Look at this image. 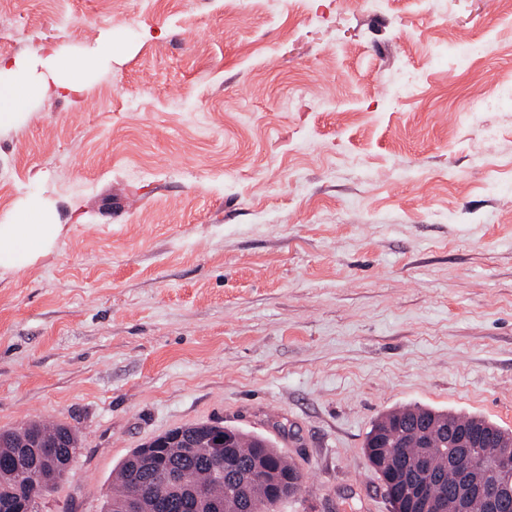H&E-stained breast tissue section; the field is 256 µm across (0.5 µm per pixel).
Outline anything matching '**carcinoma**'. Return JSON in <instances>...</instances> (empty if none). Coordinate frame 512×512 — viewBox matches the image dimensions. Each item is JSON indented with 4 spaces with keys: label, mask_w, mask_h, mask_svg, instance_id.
<instances>
[{
    "label": "carcinoma",
    "mask_w": 512,
    "mask_h": 512,
    "mask_svg": "<svg viewBox=\"0 0 512 512\" xmlns=\"http://www.w3.org/2000/svg\"><path fill=\"white\" fill-rule=\"evenodd\" d=\"M462 424L475 430L480 443L475 448H453L449 428ZM183 440L158 449L160 463L147 464L135 448L115 472L119 489L102 504V512H125L135 496L140 512H157L156 500H166L167 512H191L186 493L202 491L209 512H267L273 500L283 502L301 491L302 476L284 461L282 452L264 435L241 428L229 433V446L217 457L193 454L186 440H204L212 434L207 423L180 427ZM80 450L77 431L61 423L32 420L15 430L0 432V512L26 501L42 499L54 490L68 472L67 462ZM429 452L426 468L416 459ZM365 454L379 476L381 463L391 457L401 466L404 479L426 488L433 503H452L461 486L464 465L476 459L486 471H493L500 456L512 454V430L478 415L439 408L406 405L378 417L366 434ZM266 460L270 474L254 473L250 464ZM484 492L465 502L466 512H491Z\"/></svg>",
    "instance_id": "cac0c4a2"
}]
</instances>
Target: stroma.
<instances>
[{"label": "stroma", "instance_id": "stroma-1", "mask_svg": "<svg viewBox=\"0 0 512 512\" xmlns=\"http://www.w3.org/2000/svg\"><path fill=\"white\" fill-rule=\"evenodd\" d=\"M445 8L0 0V53L114 44L0 132V219L36 195L61 226L0 271V430L82 441L41 512H100L199 422L295 463L276 512H392L363 448L388 410L512 429V13Z\"/></svg>", "mask_w": 512, "mask_h": 512}]
</instances>
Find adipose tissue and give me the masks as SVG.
Instances as JSON below:
<instances>
[{"label": "adipose tissue", "instance_id": "ef3b65f1", "mask_svg": "<svg viewBox=\"0 0 512 512\" xmlns=\"http://www.w3.org/2000/svg\"><path fill=\"white\" fill-rule=\"evenodd\" d=\"M112 59V41L104 39L78 59L57 47L33 57L0 54V129L14 126L33 101L61 92H83L89 66ZM60 232L53 213L40 198L30 197L20 209L0 220V270L14 271L32 263L55 245Z\"/></svg>", "mask_w": 512, "mask_h": 512}]
</instances>
